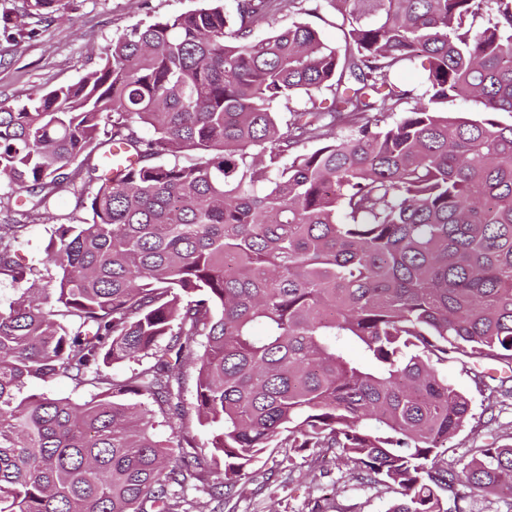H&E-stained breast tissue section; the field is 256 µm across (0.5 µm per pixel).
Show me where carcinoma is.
Returning <instances> with one entry per match:
<instances>
[{"instance_id":"obj_1","label":"carcinoma","mask_w":512,"mask_h":512,"mask_svg":"<svg viewBox=\"0 0 512 512\" xmlns=\"http://www.w3.org/2000/svg\"><path fill=\"white\" fill-rule=\"evenodd\" d=\"M219 2L0 108V277L30 282L0 309V512H224L268 448L397 487L388 512L512 492V443L448 464L469 400L442 373L512 368V0H326L341 47L302 22L254 38L304 0ZM418 61L421 94L398 80ZM64 193L91 218L53 225L54 273L23 268L26 220ZM186 368L207 452L181 427ZM57 376L92 398L24 393Z\"/></svg>"}]
</instances>
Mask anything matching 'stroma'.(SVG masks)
I'll list each match as a JSON object with an SVG mask.
<instances>
[{
	"instance_id": "stroma-1",
	"label": "stroma",
	"mask_w": 512,
	"mask_h": 512,
	"mask_svg": "<svg viewBox=\"0 0 512 512\" xmlns=\"http://www.w3.org/2000/svg\"><path fill=\"white\" fill-rule=\"evenodd\" d=\"M203 5V0H61L59 13L40 23L32 40L17 43L0 34V106L15 107L36 93L77 83L105 62L112 53L113 39L125 29ZM294 21L311 25L329 45L343 43L336 13L328 6L315 14L302 10L262 20L255 35L268 36ZM52 214V219L31 222L17 244V258L23 265L48 268L46 248L52 223H77L90 216L70 195L57 201ZM444 372L470 402L468 420L449 444V463L459 469L469 461L472 448L512 443V371L470 359L449 361ZM479 372L502 382V391L492 394L477 387L473 376ZM277 458L274 452L259 455L240 495L225 505L224 512H311L317 504L325 512H388L397 499L394 489L363 486L351 479L335 456H327L313 468L300 452L282 472L275 467Z\"/></svg>"
}]
</instances>
